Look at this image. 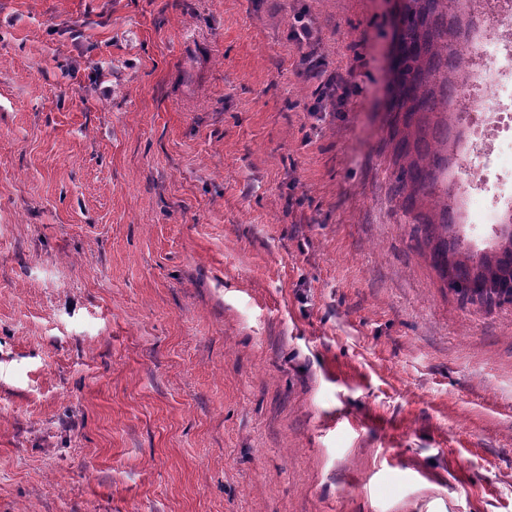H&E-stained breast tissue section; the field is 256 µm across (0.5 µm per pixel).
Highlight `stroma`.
I'll return each mask as SVG.
<instances>
[{"label":"stroma","instance_id":"1","mask_svg":"<svg viewBox=\"0 0 512 512\" xmlns=\"http://www.w3.org/2000/svg\"><path fill=\"white\" fill-rule=\"evenodd\" d=\"M398 6L0 0V512H512V304L392 197Z\"/></svg>","mask_w":512,"mask_h":512}]
</instances>
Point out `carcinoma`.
Instances as JSON below:
<instances>
[{
    "mask_svg": "<svg viewBox=\"0 0 512 512\" xmlns=\"http://www.w3.org/2000/svg\"><path fill=\"white\" fill-rule=\"evenodd\" d=\"M400 22L402 36L391 67L392 136H400L395 150L405 163L397 169L393 199L414 213V222L434 242L431 260L450 290L489 307L512 303V232L473 260L452 233L448 197L433 191L448 171V137L437 128L451 121L452 92L461 78L463 19L449 0H402Z\"/></svg>",
    "mask_w": 512,
    "mask_h": 512,
    "instance_id": "1",
    "label": "carcinoma"
}]
</instances>
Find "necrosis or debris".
Wrapping results in <instances>:
<instances>
[{"instance_id": "1", "label": "necrosis or debris", "mask_w": 512, "mask_h": 512, "mask_svg": "<svg viewBox=\"0 0 512 512\" xmlns=\"http://www.w3.org/2000/svg\"><path fill=\"white\" fill-rule=\"evenodd\" d=\"M469 50L456 87L454 149L466 171L453 183L456 222L491 225L512 221V0H459ZM483 199L474 213L475 199Z\"/></svg>"}]
</instances>
